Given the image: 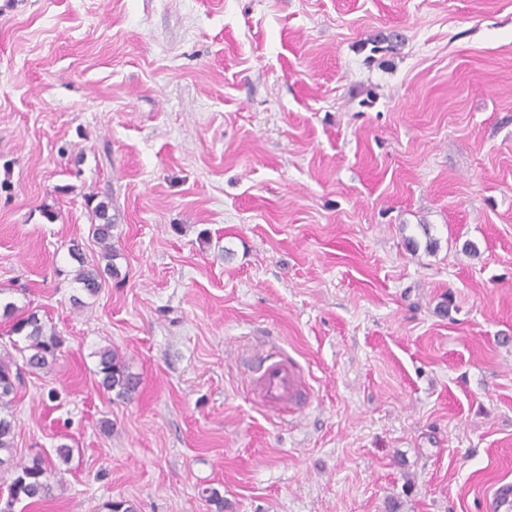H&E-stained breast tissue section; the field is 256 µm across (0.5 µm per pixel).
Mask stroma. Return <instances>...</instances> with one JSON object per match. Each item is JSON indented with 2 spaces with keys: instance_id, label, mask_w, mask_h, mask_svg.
Returning a JSON list of instances; mask_svg holds the SVG:
<instances>
[{
  "instance_id": "stroma-1",
  "label": "stroma",
  "mask_w": 512,
  "mask_h": 512,
  "mask_svg": "<svg viewBox=\"0 0 512 512\" xmlns=\"http://www.w3.org/2000/svg\"><path fill=\"white\" fill-rule=\"evenodd\" d=\"M0 302L63 340L0 483L73 450L15 512H500L512 0H0ZM275 351L310 389L279 414ZM95 216L100 221L98 224H93V237L100 246V258L95 264H85L81 259L79 249L75 246L71 248V256L78 261V267L73 270V281L80 285L82 290L87 294L94 296L102 287L104 275H112L115 271L114 259L117 254L115 253L114 246H112V217L108 214V204L99 202L95 206ZM104 262V266H102ZM100 386L116 399L130 400L138 392L140 377L133 373L124 357L112 347L100 348L96 353ZM254 379L259 389L260 404L271 410L292 405L304 387L298 363L292 357L267 355L254 368Z\"/></svg>"
}]
</instances>
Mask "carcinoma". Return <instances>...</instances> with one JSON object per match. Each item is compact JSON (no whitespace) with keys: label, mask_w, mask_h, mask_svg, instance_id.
Returning <instances> with one entry per match:
<instances>
[{"label":"carcinoma","mask_w":512,"mask_h":512,"mask_svg":"<svg viewBox=\"0 0 512 512\" xmlns=\"http://www.w3.org/2000/svg\"><path fill=\"white\" fill-rule=\"evenodd\" d=\"M95 216L99 223L93 225L92 234L100 246L99 262L87 264L81 260L76 248H71V256L78 260V267L73 270V281L91 296L102 287L104 275L114 273L116 258L112 246L114 224L108 214V204L99 202L95 206ZM9 333L18 336L23 345L12 342L22 363H17L9 355L0 358V451L6 452L13 447L15 421L10 411L15 399L16 380L25 368L33 374L49 372L62 344L55 328L47 326L35 312L13 320ZM95 355L102 389L114 394L117 399H132L138 392L140 377L129 369L124 357L110 347L99 349ZM55 470V463L49 457L36 456L21 464L7 485L5 506L0 507V512H13L15 504L22 500L33 504L46 499L50 491V477Z\"/></svg>","instance_id":"1"}]
</instances>
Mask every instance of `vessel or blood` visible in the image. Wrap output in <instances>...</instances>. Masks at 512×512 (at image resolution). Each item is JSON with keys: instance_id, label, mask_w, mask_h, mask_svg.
I'll return each instance as SVG.
<instances>
[{"instance_id": "b4317fda", "label": "vessel or blood", "mask_w": 512, "mask_h": 512, "mask_svg": "<svg viewBox=\"0 0 512 512\" xmlns=\"http://www.w3.org/2000/svg\"><path fill=\"white\" fill-rule=\"evenodd\" d=\"M254 372L260 403L271 410L293 405L304 386L299 365L290 357L264 356L257 361Z\"/></svg>"}]
</instances>
